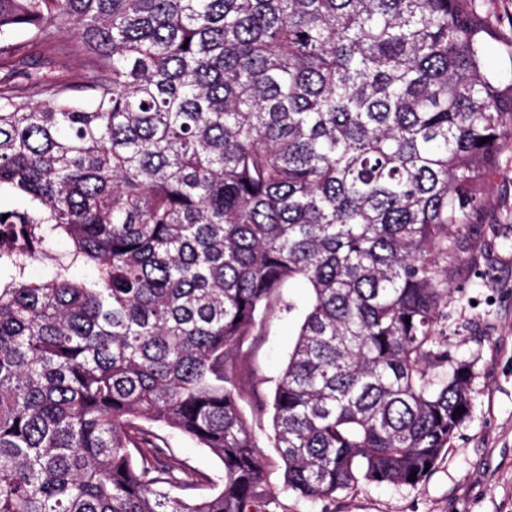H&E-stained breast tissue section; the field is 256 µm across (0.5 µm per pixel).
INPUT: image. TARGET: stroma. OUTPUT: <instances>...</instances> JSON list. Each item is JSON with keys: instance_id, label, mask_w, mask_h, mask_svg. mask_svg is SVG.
Instances as JSON below:
<instances>
[{"instance_id": "obj_1", "label": "stroma", "mask_w": 512, "mask_h": 512, "mask_svg": "<svg viewBox=\"0 0 512 512\" xmlns=\"http://www.w3.org/2000/svg\"><path fill=\"white\" fill-rule=\"evenodd\" d=\"M493 36L488 56L502 84L512 83V0H474ZM458 259L448 270V312L464 330L459 357L472 363L473 409L432 474L415 486L359 482L330 502H311L278 487L270 512H512V148L503 152L487 182L485 209L456 236ZM250 355L268 377L272 396L294 339L291 322L273 317ZM174 454L192 468L224 482V467L206 449L166 431Z\"/></svg>"}]
</instances>
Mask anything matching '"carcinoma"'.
<instances>
[{"label":"carcinoma","mask_w":512,"mask_h":512,"mask_svg":"<svg viewBox=\"0 0 512 512\" xmlns=\"http://www.w3.org/2000/svg\"><path fill=\"white\" fill-rule=\"evenodd\" d=\"M471 3L0 0V512H265L263 446L311 501L430 476L474 405L440 260L512 135ZM270 315L298 327L269 402ZM69 250L64 240H54L50 244L49 258H40L27 264L25 277L29 280H46L55 270V261L51 258H61ZM163 434L172 448L174 454L192 468L209 475L213 485H222L224 482V467L206 449L200 448L192 440L180 434L165 430Z\"/></svg>","instance_id":"cac0c4a2"}]
</instances>
